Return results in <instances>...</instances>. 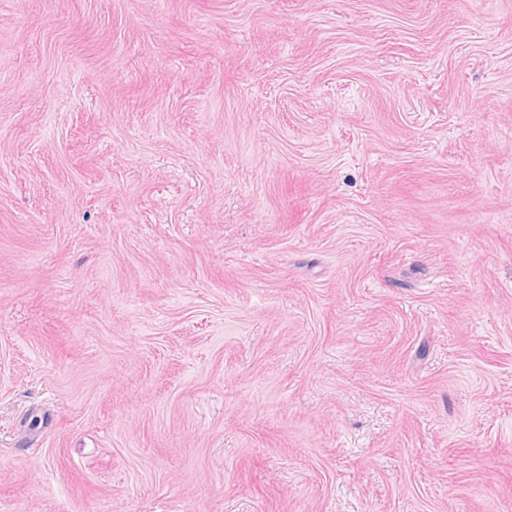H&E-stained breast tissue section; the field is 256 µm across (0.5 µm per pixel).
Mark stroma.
I'll return each mask as SVG.
<instances>
[{"mask_svg": "<svg viewBox=\"0 0 512 512\" xmlns=\"http://www.w3.org/2000/svg\"><path fill=\"white\" fill-rule=\"evenodd\" d=\"M0 512H512V0H0Z\"/></svg>", "mask_w": 512, "mask_h": 512, "instance_id": "35a3bbf8", "label": "stroma"}]
</instances>
